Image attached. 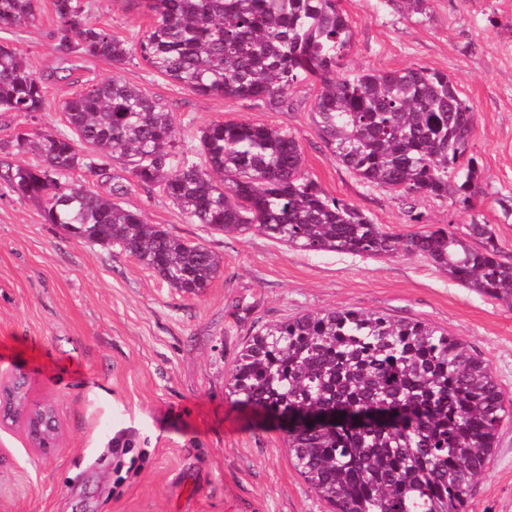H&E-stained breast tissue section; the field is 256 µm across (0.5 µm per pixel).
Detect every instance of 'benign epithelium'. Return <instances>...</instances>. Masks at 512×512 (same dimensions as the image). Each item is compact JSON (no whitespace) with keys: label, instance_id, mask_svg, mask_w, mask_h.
Returning <instances> with one entry per match:
<instances>
[{"label":"benign epithelium","instance_id":"7a95c632","mask_svg":"<svg viewBox=\"0 0 512 512\" xmlns=\"http://www.w3.org/2000/svg\"><path fill=\"white\" fill-rule=\"evenodd\" d=\"M9 419L24 422L32 447L44 454L57 449L60 421L56 407L49 401L32 404L23 375L0 380V423Z\"/></svg>","mask_w":512,"mask_h":512}]
</instances>
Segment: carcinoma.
<instances>
[{
    "mask_svg": "<svg viewBox=\"0 0 512 512\" xmlns=\"http://www.w3.org/2000/svg\"><path fill=\"white\" fill-rule=\"evenodd\" d=\"M152 18L131 45L87 23L80 0H54L61 49L116 65L132 56L209 96L288 106L286 92L320 82L315 122L325 147L359 180L406 199L479 193L469 153L476 113L447 74L423 67L341 72L354 23L340 0H132ZM34 0H0V28L30 24ZM45 90L25 58L0 45V110H45ZM67 133L17 136L0 146L34 151L37 166L7 165L5 187L41 202L45 221L74 237L121 243L170 287L198 295L223 259L201 243L149 224L122 205L129 186L158 188L193 224L226 234L257 229L309 253L366 258L416 255L475 293L512 309V263L493 227L459 236L435 226L405 237L330 198L305 170L290 132L212 121L198 130L205 167L177 163L173 114L114 75L62 105ZM129 158V184L101 195L74 183L105 175L112 154ZM228 397L274 418L327 411L285 432L297 470L331 512H467L512 400L461 339L419 320L353 306L269 324L244 345Z\"/></svg>",
    "mask_w": 512,
    "mask_h": 512,
    "instance_id": "carcinoma-1",
    "label": "carcinoma"
}]
</instances>
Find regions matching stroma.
Returning a JSON list of instances; mask_svg holds the SVG:
<instances>
[{
	"instance_id": "35a3bbf8",
	"label": "stroma",
	"mask_w": 512,
	"mask_h": 512,
	"mask_svg": "<svg viewBox=\"0 0 512 512\" xmlns=\"http://www.w3.org/2000/svg\"><path fill=\"white\" fill-rule=\"evenodd\" d=\"M87 21L130 43L150 18L128 0H81ZM34 23L0 29L46 91L30 118L0 112V142L20 133L67 132L63 102L84 81L119 75L173 112L182 150L199 159L200 127L250 121L293 133L305 168L327 196L390 232L435 226L465 233L492 225L512 261V0H341L354 22L351 70L423 67L448 74L473 106L470 142L479 196L467 210L368 185L324 147L315 124L320 86L299 84L284 110L203 96L141 59L121 65L61 50L53 0ZM125 207L147 223L206 245L224 259L196 296L169 288L120 247L104 248L46 223L38 202L0 193V379L25 375L32 402L52 401L61 436L44 455L22 424L0 425V512H328L296 470L281 431L225 395L246 341L264 325L355 306L423 320L461 338L512 396V310L484 298L419 256L313 255L253 230L230 236L190 223L161 191L131 187ZM469 512H512V419L504 421Z\"/></svg>"
}]
</instances>
